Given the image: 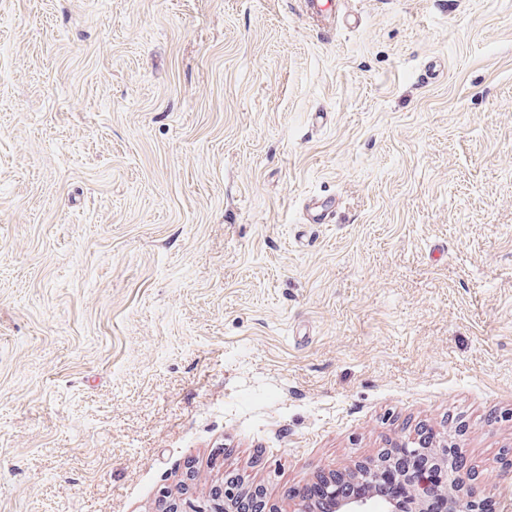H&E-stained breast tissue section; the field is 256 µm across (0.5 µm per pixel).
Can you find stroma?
Wrapping results in <instances>:
<instances>
[{
	"label": "stroma",
	"instance_id": "stroma-1",
	"mask_svg": "<svg viewBox=\"0 0 512 512\" xmlns=\"http://www.w3.org/2000/svg\"><path fill=\"white\" fill-rule=\"evenodd\" d=\"M344 2L0 0V512L423 428L512 512V0ZM304 11L312 18L323 22H336L343 16L342 0H303ZM335 210L336 200L334 199L312 200L306 209L307 222L309 224H329Z\"/></svg>",
	"mask_w": 512,
	"mask_h": 512
}]
</instances>
